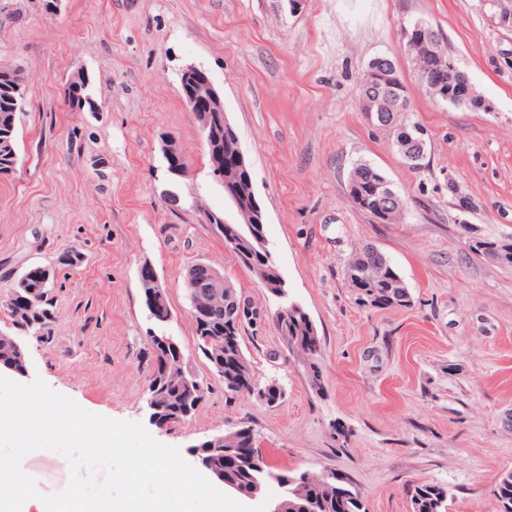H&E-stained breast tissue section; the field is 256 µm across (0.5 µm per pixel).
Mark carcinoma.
Returning a JSON list of instances; mask_svg holds the SVG:
<instances>
[{"label": "carcinoma", "mask_w": 512, "mask_h": 512, "mask_svg": "<svg viewBox=\"0 0 512 512\" xmlns=\"http://www.w3.org/2000/svg\"><path fill=\"white\" fill-rule=\"evenodd\" d=\"M12 79L0 80V142L8 148L0 151V176H10L17 170L18 114L23 111L26 97L16 88L25 87L24 78L11 72ZM237 135L224 133V121L217 119L211 133L205 137L207 153H224V171L233 172L239 180L251 176L250 167L238 164L235 148ZM359 178L349 186V196L362 211L378 222L385 223L382 206L378 204V180L383 174L378 169L360 164ZM224 240L234 239L231 247L238 264L247 270L271 294L284 298L285 282L276 259L267 246L262 224H226ZM382 265L381 274L367 276L368 267ZM345 274L350 285L356 288V300L362 306L377 308L409 307L410 294L392 291L397 276L383 255L372 246H364L355 252L348 262ZM42 267H32L25 276L0 301L13 327L22 331L43 330L51 322L47 291L42 288ZM185 291L190 304L196 347L208 360L230 394L255 395L268 404L281 397V390L268 385L259 387L251 365L241 347L244 325H256L265 317L264 311L248 297L237 291L224 275L206 263H196L188 269ZM146 304L155 320L169 313L165 291L158 285L142 281ZM287 317L274 315L280 334L288 337L290 346L300 350L310 360L313 375H318L316 359L322 352V341L317 328L304 309L286 302ZM155 353V367L150 376L147 393L154 397L160 423L178 424L192 417L204 398V387L188 367L186 355L180 344L170 336L160 335L150 339ZM21 366L25 363V350L15 345L12 334L0 333V363ZM224 451L211 455L214 467L224 468V481L237 486L243 492L263 487L272 474L261 452L256 448L253 430L236 425L224 431ZM284 493L283 512H366L363 498L349 481L340 480L336 472L320 473L297 470L282 474ZM497 512H512V472L499 478L495 490ZM448 488L423 483L411 492L412 512H448Z\"/></svg>", "instance_id": "carcinoma-1"}]
</instances>
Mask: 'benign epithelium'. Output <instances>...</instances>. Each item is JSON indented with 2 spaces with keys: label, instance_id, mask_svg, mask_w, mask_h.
I'll use <instances>...</instances> for the list:
<instances>
[{
  "label": "benign epithelium",
  "instance_id": "1",
  "mask_svg": "<svg viewBox=\"0 0 512 512\" xmlns=\"http://www.w3.org/2000/svg\"><path fill=\"white\" fill-rule=\"evenodd\" d=\"M437 41L438 34L431 27L423 22L413 24L409 43L415 47V51L411 58L421 73L422 84L443 102L471 110L486 109L485 101L453 61L444 54L432 51ZM396 68L390 57H375L369 62L360 82L361 110L377 130L394 125L407 116L410 97L395 78ZM183 76L186 80H192L196 87V91L185 98V104L189 111L200 116V128L205 134L209 131L211 113L224 111L223 95L206 70L199 66L185 67ZM396 146L409 166H416L425 158L426 144L418 127L415 134L403 137ZM225 197L245 216V223L261 224L266 220L256 195L243 196L234 184L229 183L225 188ZM380 200L386 206L388 215L404 209V201L386 179L380 181Z\"/></svg>",
  "mask_w": 512,
  "mask_h": 512
}]
</instances>
